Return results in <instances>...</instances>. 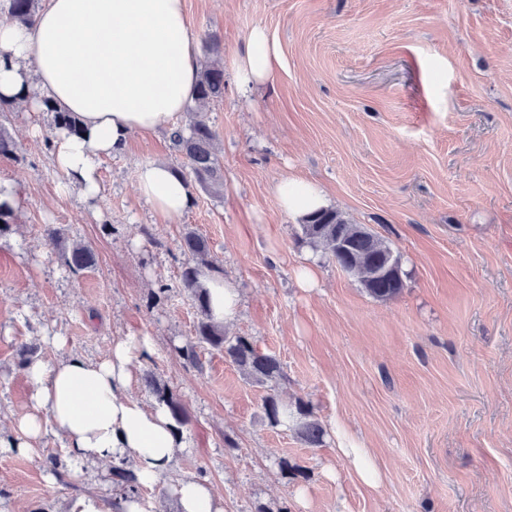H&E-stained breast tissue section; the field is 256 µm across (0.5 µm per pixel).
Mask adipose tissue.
<instances>
[{
  "instance_id": "ef3b65f1",
  "label": "adipose tissue",
  "mask_w": 512,
  "mask_h": 512,
  "mask_svg": "<svg viewBox=\"0 0 512 512\" xmlns=\"http://www.w3.org/2000/svg\"><path fill=\"white\" fill-rule=\"evenodd\" d=\"M279 47L261 26L248 36L236 80L248 90L266 83ZM199 72L184 0H43L33 25L0 21V100L39 112L44 102L72 113L83 134L54 132V163L64 184L87 199L98 196L101 158L124 149L130 134L171 126L185 110ZM140 197L165 217L192 204L191 189L162 162L136 173ZM281 209L300 219L327 208L324 189L293 176L275 186ZM146 336H125L93 362L73 354L55 365H28L27 413L0 453L35 455L47 432L64 440L74 473L84 463L132 459L138 494L107 504L95 494L74 497L67 512H154L148 496L183 443L168 412L132 392L133 369L150 355ZM179 512H224V500L197 478L174 490Z\"/></svg>"
}]
</instances>
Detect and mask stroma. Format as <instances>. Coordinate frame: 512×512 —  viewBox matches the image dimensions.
<instances>
[{
  "label": "stroma",
  "instance_id": "obj_1",
  "mask_svg": "<svg viewBox=\"0 0 512 512\" xmlns=\"http://www.w3.org/2000/svg\"><path fill=\"white\" fill-rule=\"evenodd\" d=\"M185 11L200 59L224 68V97L204 110L222 194L193 187L173 219L140 198V164H184L166 128L105 158L95 199L62 192L50 116L9 109L17 150L0 156V180L21 196L0 233V429L30 406L21 345L50 366L103 359L135 334L154 346L135 393L154 374L187 414L156 512H178L173 490L192 477L211 481L224 512H512V0H185ZM257 25L281 65L245 91L235 62ZM286 176L318 183L330 208L389 243L401 295L373 299L323 246L300 243L274 192ZM50 226L90 244L95 266L70 271ZM189 229L238 290L227 335L275 356L281 378L252 383L206 346L201 368L180 356L197 322L179 281ZM308 264L310 288L298 278ZM271 393L310 405L321 447L267 423ZM352 444L370 449L376 486L341 454ZM90 487L119 495L111 465L72 478L55 435L35 456L0 453V512H61Z\"/></svg>",
  "mask_w": 512,
  "mask_h": 512
}]
</instances>
